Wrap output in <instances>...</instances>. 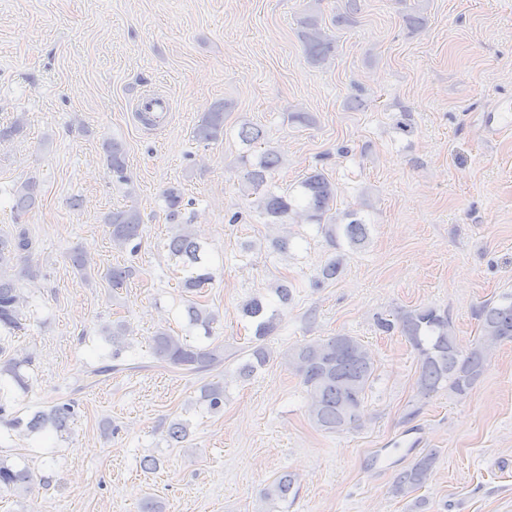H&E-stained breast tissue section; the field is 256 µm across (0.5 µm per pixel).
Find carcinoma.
Instances as JSON below:
<instances>
[{
    "label": "carcinoma",
    "instance_id": "1",
    "mask_svg": "<svg viewBox=\"0 0 512 512\" xmlns=\"http://www.w3.org/2000/svg\"><path fill=\"white\" fill-rule=\"evenodd\" d=\"M303 40L306 52L315 65L325 63L331 55L333 41L321 28L318 20L309 17L303 21ZM224 135V105H217L206 113L195 130V136L203 142L216 141ZM241 142L255 147L264 140L263 130L257 125L243 124L239 130ZM107 165L112 178L120 184L128 183L126 153L122 143L112 140L104 143ZM280 163L279 156L271 150H264L250 169L244 173L245 186L256 196V211L267 224H321L327 237L336 240L337 219L331 213L336 188L321 171L315 170L301 182L302 193H279L267 182V174ZM39 182L30 177L18 183L13 189V207L17 213L32 209L38 200ZM167 220L177 226L167 244L169 253L182 260L183 266L193 270L191 276L182 282L188 291H196L212 280L207 271V257L201 246L194 240L189 225L182 223L185 208L181 189L169 187L163 193ZM348 222L342 225L345 237L353 245L363 243L367 235L366 224L358 212L345 214ZM105 224L110 228L114 246L131 248L136 252L134 241L141 235V218L134 208H117L110 212ZM33 248V241L21 229L10 235H0V330L4 334L0 341L9 339L13 331L20 329L23 310L27 300L14 278L9 274L10 265L22 254ZM134 274L130 266H114L107 273L109 283L121 287ZM186 313L191 324L212 334L215 315L202 304L192 301ZM242 317L255 324V333L247 349L248 359L238 370V376L247 378L266 366L271 351L265 344L266 337L277 328V313L268 308L264 301L254 297L241 307ZM481 336L466 351L459 349L448 313L435 308L416 309L402 313L395 320H379L382 330L390 332L397 328L405 336L419 357L418 394L424 398L446 388L462 396L475 385L488 369V352L491 346L512 340V297L505 296L498 304H486L479 310ZM107 339L112 343L110 361L89 371L92 379L122 369L124 360V337L128 327L122 322L104 328ZM152 353L163 366L193 374L207 373L224 364V346L198 345L176 336L167 330L158 331L153 337ZM307 388L310 397V417L313 423L328 433H339L358 427L363 415L367 390L371 387L377 367L369 349L357 338L349 335L330 336L299 346L288 355ZM31 363V357H9L0 360V377H10L17 386L26 387L24 366ZM202 400L213 413L224 409V386L211 383L204 386ZM76 414L75 401L64 400L47 410L34 412L28 419H12L15 428H25L33 433L51 427L57 431L66 428L68 421ZM436 464V454L430 452L421 456L409 469L398 473L395 481L396 492L408 496L421 489ZM30 480L25 470H17L6 460L0 459V488L16 489ZM294 480L288 474L276 478L264 495L272 501H285L292 494Z\"/></svg>",
    "mask_w": 512,
    "mask_h": 512
}]
</instances>
